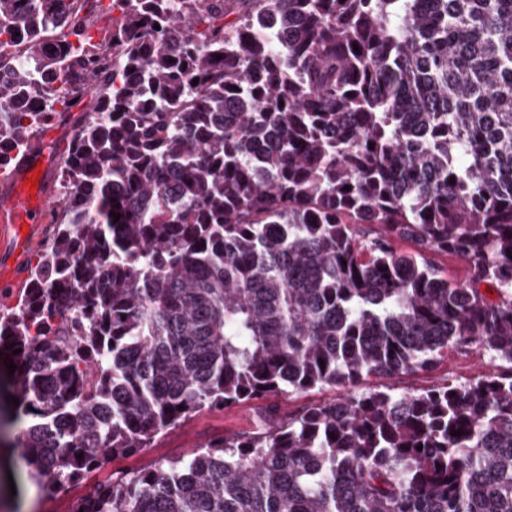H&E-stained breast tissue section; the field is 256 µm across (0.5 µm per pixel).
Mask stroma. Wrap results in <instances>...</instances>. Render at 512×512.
Listing matches in <instances>:
<instances>
[{
  "instance_id": "1",
  "label": "stroma",
  "mask_w": 512,
  "mask_h": 512,
  "mask_svg": "<svg viewBox=\"0 0 512 512\" xmlns=\"http://www.w3.org/2000/svg\"><path fill=\"white\" fill-rule=\"evenodd\" d=\"M495 361L487 351L449 354L430 371L406 373L386 380L394 392H417L447 382L463 383L475 374L493 369ZM340 390L332 387L315 388L303 393L272 395L224 409L202 410L180 426L159 436L152 448L112 460L105 468L74 482L68 491L50 493L43 483L24 480L19 497L0 494V512H70L77 498L90 494L99 481L148 468L154 462L183 457L196 448L205 447L218 438H229L254 431L258 416L270 411L282 420L297 414L304 407L324 404L339 398Z\"/></svg>"
}]
</instances>
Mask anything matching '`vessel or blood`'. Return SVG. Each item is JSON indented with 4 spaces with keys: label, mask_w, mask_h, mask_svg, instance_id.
<instances>
[{
    "label": "vessel or blood",
    "mask_w": 512,
    "mask_h": 512,
    "mask_svg": "<svg viewBox=\"0 0 512 512\" xmlns=\"http://www.w3.org/2000/svg\"><path fill=\"white\" fill-rule=\"evenodd\" d=\"M56 163L55 157L44 150L28 153L19 166L0 199V223L6 224L17 240H24L28 230L38 224L48 223L51 211L50 176ZM37 177L35 189H28V177Z\"/></svg>",
    "instance_id": "b4317fda"
}]
</instances>
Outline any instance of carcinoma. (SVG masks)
I'll use <instances>...</instances> for the list:
<instances>
[{"instance_id": "obj_1", "label": "carcinoma", "mask_w": 512, "mask_h": 512, "mask_svg": "<svg viewBox=\"0 0 512 512\" xmlns=\"http://www.w3.org/2000/svg\"><path fill=\"white\" fill-rule=\"evenodd\" d=\"M17 32L0 169L77 110L84 201L58 195L0 314L15 490L18 458L57 493L203 409L329 386L71 512H512V0H0ZM474 350L500 364L351 393ZM427 255L449 279H462L465 276L466 264L462 260L439 253Z\"/></svg>"}]
</instances>
